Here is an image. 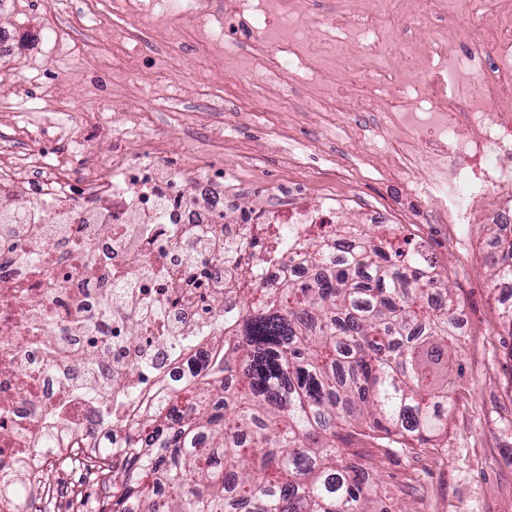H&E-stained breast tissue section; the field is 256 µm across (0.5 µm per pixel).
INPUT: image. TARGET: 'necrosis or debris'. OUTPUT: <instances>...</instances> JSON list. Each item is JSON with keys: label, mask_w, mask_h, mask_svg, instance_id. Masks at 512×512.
I'll return each instance as SVG.
<instances>
[{"label": "necrosis or debris", "mask_w": 512, "mask_h": 512, "mask_svg": "<svg viewBox=\"0 0 512 512\" xmlns=\"http://www.w3.org/2000/svg\"><path fill=\"white\" fill-rule=\"evenodd\" d=\"M200 0H124L127 15L173 26ZM338 16L311 0L314 20L348 25L358 38L337 42L348 55L404 57L417 70L421 101L437 132L384 153L431 157L423 194L449 197L437 218L466 224L495 186L512 183V0H415L404 24L388 32L378 16L388 0ZM463 35L445 40L444 26ZM284 30L273 45L269 82L285 83L304 30L288 13L253 17L250 36ZM428 32L427 47L412 35ZM87 117L60 112L62 147L36 150L39 127L23 140L6 135L0 152V478L27 502L65 501L80 512L82 483L104 480L91 449L110 447L112 471L124 473L131 436L149 411L201 382L220 353L215 339L234 333L244 298L272 297L303 273L296 261L313 237L339 221L336 205L302 199L224 221L223 181L186 164L169 167L161 126L144 129L120 104L103 122L115 136L146 137L150 152L98 153ZM53 446H45L46 434Z\"/></svg>", "instance_id": "obj_1"}]
</instances>
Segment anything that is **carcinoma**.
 Segmentation results:
<instances>
[{
    "label": "carcinoma",
    "instance_id": "1",
    "mask_svg": "<svg viewBox=\"0 0 512 512\" xmlns=\"http://www.w3.org/2000/svg\"><path fill=\"white\" fill-rule=\"evenodd\" d=\"M394 224H338L304 263L331 264L262 309L243 301L237 341L187 409L153 411L149 455L112 512H379L376 482L338 448L356 436L427 448L448 432L458 305ZM512 279V237L488 256ZM210 438V447L198 437ZM172 485L155 498L143 478Z\"/></svg>",
    "mask_w": 512,
    "mask_h": 512
}]
</instances>
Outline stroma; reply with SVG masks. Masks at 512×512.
Returning a JSON list of instances; mask_svg holds the SVG:
<instances>
[{
	"label": "stroma",
	"mask_w": 512,
	"mask_h": 512,
	"mask_svg": "<svg viewBox=\"0 0 512 512\" xmlns=\"http://www.w3.org/2000/svg\"><path fill=\"white\" fill-rule=\"evenodd\" d=\"M115 2L72 0L73 9L90 23L52 42L39 38L44 13L33 0H16L13 10L0 12V26L16 29L26 47L19 59H0V128L28 121L41 128V150L56 149L48 113L28 111L11 87L18 71L35 69L40 90L53 104L73 112L106 113L113 97L120 96L143 123L162 125L174 146L167 158L170 166L184 160L180 144H190L202 154L204 171L223 175L236 199L225 221L241 222L292 190L312 202L335 196L348 224L366 223L376 211L385 222L401 225L403 234L447 276L464 313L467 334L456 360L461 367L455 377L456 406L447 435L435 447L388 448L357 439L348 451L385 493V512H512V324L502 317L512 305V292L491 281L488 255L496 227L469 224L455 236L447 225L432 223L437 203L420 196L416 186L429 176L430 159L412 169L377 166L384 137L404 132L401 124L379 132L359 109L367 92L365 73L384 63L375 57L338 56L333 44L342 30L319 27L307 0H292L308 33L294 47L299 61L290 91L274 96L259 85L245 96L243 78L269 64L267 56L242 48L249 36L245 22L273 0H245L237 12L203 0L204 24L191 21L178 30L159 21L147 24L146 37L167 47L160 55L115 39L114 29L125 20ZM384 65L394 76L406 70L398 58ZM172 80L181 86L175 107L161 93ZM225 95L237 96L238 105L224 115L230 144L216 152L207 146V127L189 129L182 114L208 110ZM320 98L333 100V111L316 112Z\"/></svg>",
	"instance_id": "stroma-1"
}]
</instances>
